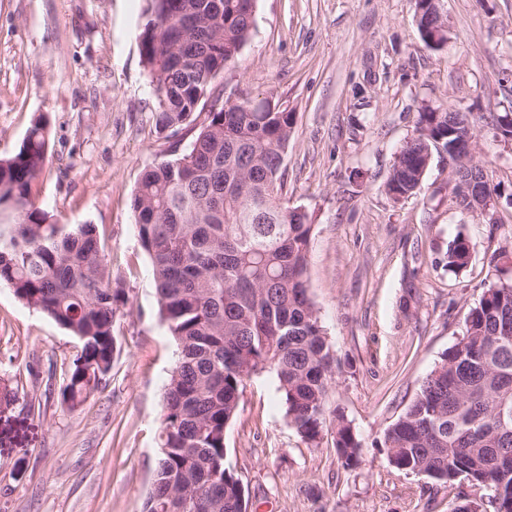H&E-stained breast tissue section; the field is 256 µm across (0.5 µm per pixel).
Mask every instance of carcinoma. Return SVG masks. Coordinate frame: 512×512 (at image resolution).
<instances>
[{"mask_svg":"<svg viewBox=\"0 0 512 512\" xmlns=\"http://www.w3.org/2000/svg\"><path fill=\"white\" fill-rule=\"evenodd\" d=\"M425 43L433 33L425 0H413ZM147 0L140 49L156 100L155 129L194 133L186 152L147 169L131 198L149 256L159 313L175 341L165 385L158 462L144 512H247L241 479L225 465V431L248 381L272 373L297 434L317 445L333 433L338 459L359 464L362 443L343 415L324 416L335 351L305 280L309 214L280 204L292 112H265L236 99L204 112L224 67L255 29L250 0ZM188 13L192 34L177 51L165 17ZM476 129L446 109L419 114L385 190L396 199L421 184L433 155L454 157ZM48 143L36 117L19 149L0 158V283L81 342L62 401L78 406L112 368L114 325L127 305L112 287L95 227L48 222L31 199ZM469 241L448 244L450 271L467 267ZM496 280L469 309L465 331L430 372L403 415L383 434L388 465L443 486L466 479L502 493L462 499L453 512H512V278L493 253Z\"/></svg>","mask_w":512,"mask_h":512,"instance_id":"obj_1","label":"carcinoma"}]
</instances>
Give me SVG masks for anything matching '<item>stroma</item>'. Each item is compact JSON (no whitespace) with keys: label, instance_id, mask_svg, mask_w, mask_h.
Listing matches in <instances>:
<instances>
[{"label":"stroma","instance_id":"obj_1","mask_svg":"<svg viewBox=\"0 0 512 512\" xmlns=\"http://www.w3.org/2000/svg\"><path fill=\"white\" fill-rule=\"evenodd\" d=\"M144 0H0V158L32 120L48 121L47 160L32 186L54 224L94 225L119 313L112 368L81 405L62 402L79 340L0 284V512H144L157 464L163 387L176 345L158 313L149 258L130 207L142 172L179 157L188 138L156 131L139 33ZM448 42L428 47L412 0H257L256 28L207 102L266 100L294 112L285 206L312 217L306 279L336 350L325 409L362 441L343 467L331 434L311 446L291 427L273 375L244 388L225 432V464L249 512H451L458 495L391 469L381 446L422 381L464 330L512 252V203L492 216L452 203L447 155L420 189H384L424 109L477 119L473 160L512 192V0H442ZM468 266L448 271L456 236Z\"/></svg>","mask_w":512,"mask_h":512}]
</instances>
